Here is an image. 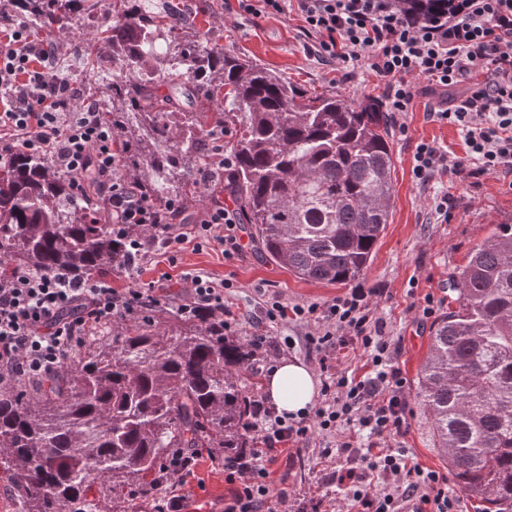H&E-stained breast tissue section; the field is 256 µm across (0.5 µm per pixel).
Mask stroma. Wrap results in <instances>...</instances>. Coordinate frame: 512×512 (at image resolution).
<instances>
[{
  "label": "stroma",
  "instance_id": "35a3bbf8",
  "mask_svg": "<svg viewBox=\"0 0 512 512\" xmlns=\"http://www.w3.org/2000/svg\"><path fill=\"white\" fill-rule=\"evenodd\" d=\"M177 2L186 31L207 33L209 46L253 59L311 91L370 96L380 101L385 98L383 83L367 68H356L346 80L335 67L312 53L295 13L254 19L239 13L237 0ZM102 14L99 7L84 12L70 38L50 41L37 34L33 42L52 43L53 66L68 72L72 78H80L89 68L98 76L112 75L111 61L75 59L68 52L70 41L93 40L102 23ZM431 103V97L417 96L402 117L403 127L390 129L394 160L390 218L366 273L358 280L360 286L377 289L373 314L383 321L387 336L399 341L401 352L396 364L411 384L415 383L427 357L436 316L444 315L451 306L448 286L453 275L497 225L512 224V181L503 175H486L464 183L448 170L436 173L424 186L414 181L411 165L417 142L435 143L458 157L466 151L464 134L458 127L427 118ZM445 194L455 200L446 221L437 218L433 206L434 200ZM241 236L244 249L233 259H224L217 249L201 250L187 242L177 263H169L166 254L156 253L152 265L140 272H112V285L125 288L157 281L166 275L179 282L185 274L196 272L229 279L232 286L224 291V304L238 320L233 336L247 338L263 334L289 340L291 346L281 353V360L302 362L318 382L324 379L326 370L335 368L362 376L366 357L361 350L330 349L321 355L312 351L308 343L311 328L306 323L290 319L272 324L265 318L266 303L272 297H279L291 306H322L344 295L346 286L299 279L288 269L267 261L249 231H242ZM428 295L437 304L432 318L422 315L424 298ZM410 408L409 428L405 434L391 439V447L408 449L413 460L423 467L445 471V464L432 448L422 408L415 402ZM349 437L358 446L369 445L365 432L356 426L342 424L333 435L314 426L302 447L288 449L280 455L270 466L273 512H347V493L329 479L336 469V459L324 456L322 450ZM223 463V455L201 449L193 476L181 483H168V495L224 505L231 499L234 487L224 479Z\"/></svg>",
  "mask_w": 512,
  "mask_h": 512
}]
</instances>
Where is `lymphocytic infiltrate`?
<instances>
[{
  "label": "lymphocytic infiltrate",
  "instance_id": "lymphocytic-infiltrate-1",
  "mask_svg": "<svg viewBox=\"0 0 512 512\" xmlns=\"http://www.w3.org/2000/svg\"><path fill=\"white\" fill-rule=\"evenodd\" d=\"M238 8L255 19L295 10L324 62L343 70L363 66L383 81L392 115L408 111L418 92L436 96L430 118L460 127L466 155L418 142L415 182L428 183L442 169L464 181L512 173V0H449L447 12L420 19L407 18L395 0H238ZM48 61V50L37 48L24 26L0 42V149L48 156L85 193L97 220L111 225L123 249L119 267L126 272L150 263L156 246L175 256L190 240L220 249L225 258L238 256L236 213L216 205L191 222L181 202L159 205L139 182L128 180L112 128L95 101L69 108L75 87ZM186 281L188 299L180 314L217 315L232 327L236 318L224 306L228 280L196 274ZM163 291L156 281L118 290L110 280L64 269L1 270L0 384L60 370L91 329L145 314ZM373 294L353 288L322 310L271 302L269 322L291 316L324 320L322 334L309 339L315 350L354 345L367 354L371 370L360 378L328 376L325 399L309 422L276 414L264 400L250 397L249 446L224 459V479L236 487L224 512H264L272 498L268 467L279 450L302 444L310 424L333 431L344 422L356 423L383 447L375 454L348 440L336 450L340 466L332 479L348 489L352 512H459L445 474L410 463L407 449L386 446L406 432L411 411L406 379L391 362L396 347L373 317Z\"/></svg>",
  "mask_w": 512,
  "mask_h": 512
}]
</instances>
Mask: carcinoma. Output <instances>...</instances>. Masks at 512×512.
<instances>
[{
	"instance_id": "obj_1",
	"label": "carcinoma",
	"mask_w": 512,
	"mask_h": 512,
	"mask_svg": "<svg viewBox=\"0 0 512 512\" xmlns=\"http://www.w3.org/2000/svg\"><path fill=\"white\" fill-rule=\"evenodd\" d=\"M14 13L54 37L90 0H12ZM94 39L119 75L106 84L104 119L130 159L127 172L162 203L187 200L207 174L203 140L222 131L232 168L224 174L242 221L271 262L296 277L347 285L363 275L389 221L393 155L385 109L370 97L318 94L261 64L187 47L161 48L181 26L170 3L118 0ZM420 18L448 0H397ZM223 93L209 120L161 118L179 98L191 106ZM119 109H109V103ZM121 259L112 225L92 220L81 195L39 155L0 154V266L67 268L104 276ZM455 307L433 327L416 380L433 450L474 512H512V224L470 253L452 279ZM162 314L84 339L49 378L0 387V448L28 512H101L93 484L117 500L143 486L181 448L247 447L245 372L252 342L224 335L219 319L166 329Z\"/></svg>"
}]
</instances>
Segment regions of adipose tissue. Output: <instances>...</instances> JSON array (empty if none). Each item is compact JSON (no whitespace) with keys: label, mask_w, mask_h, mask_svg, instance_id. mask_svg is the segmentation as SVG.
Wrapping results in <instances>:
<instances>
[{"label":"adipose tissue","mask_w":512,"mask_h":512,"mask_svg":"<svg viewBox=\"0 0 512 512\" xmlns=\"http://www.w3.org/2000/svg\"><path fill=\"white\" fill-rule=\"evenodd\" d=\"M265 392L278 412L291 416L305 413L317 394L310 371L298 361L275 368L265 381Z\"/></svg>","instance_id":"adipose-tissue-1"}]
</instances>
